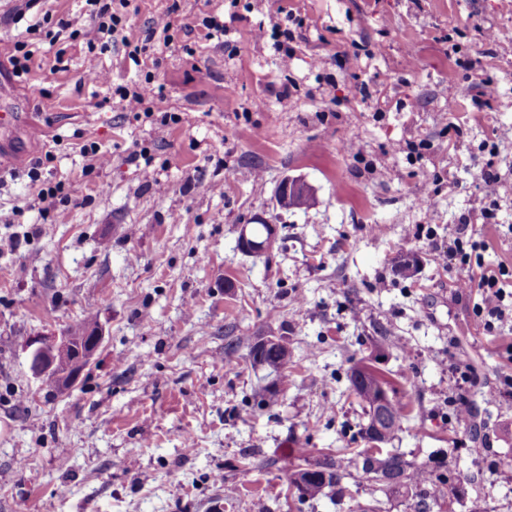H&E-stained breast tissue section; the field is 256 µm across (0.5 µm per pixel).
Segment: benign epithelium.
<instances>
[{
    "label": "benign epithelium",
    "instance_id": "1",
    "mask_svg": "<svg viewBox=\"0 0 512 512\" xmlns=\"http://www.w3.org/2000/svg\"><path fill=\"white\" fill-rule=\"evenodd\" d=\"M285 195L299 198L304 202L311 199V189L302 180L284 178L280 182ZM275 236L264 242L253 240L247 231L242 229L240 242L242 248L252 254H263L271 250ZM102 341V332L97 330L86 342L85 349L76 351L77 337L71 333L59 338L35 340L36 347L31 353V369L38 377H52L61 387L71 385L82 369L92 360Z\"/></svg>",
    "mask_w": 512,
    "mask_h": 512
}]
</instances>
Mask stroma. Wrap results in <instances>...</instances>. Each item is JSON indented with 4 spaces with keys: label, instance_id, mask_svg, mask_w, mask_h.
Wrapping results in <instances>:
<instances>
[{
    "label": "stroma",
    "instance_id": "stroma-1",
    "mask_svg": "<svg viewBox=\"0 0 512 512\" xmlns=\"http://www.w3.org/2000/svg\"><path fill=\"white\" fill-rule=\"evenodd\" d=\"M47 15L68 24L53 43L28 31ZM93 23L85 0H0V61L20 41L34 53L28 81L0 76V113L19 116L0 143L26 157L0 160V512H356L377 485L301 504L287 471L365 448L357 363L411 400L390 447L452 477V512L478 495L512 512V323L484 332L478 293L438 257L465 218L485 268L512 267V53L487 38L512 27V0H130L124 42L92 61ZM147 81L162 93L133 115L115 88ZM91 141L107 160L88 174ZM48 150L42 177L74 205L39 235L27 162ZM287 176L310 205L277 206ZM248 224L274 225L269 252L241 249ZM92 313L103 339L76 382L35 377L31 341ZM265 336L292 358L261 407L272 378L248 350Z\"/></svg>",
    "mask_w": 512,
    "mask_h": 512
}]
</instances>
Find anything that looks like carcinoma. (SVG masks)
<instances>
[{
	"instance_id": "carcinoma-1",
	"label": "carcinoma",
	"mask_w": 512,
	"mask_h": 512,
	"mask_svg": "<svg viewBox=\"0 0 512 512\" xmlns=\"http://www.w3.org/2000/svg\"><path fill=\"white\" fill-rule=\"evenodd\" d=\"M290 352L285 342L278 343L269 351H259L258 344L249 349L251 366L268 365L279 378H287ZM349 389L356 395L362 407L366 423L361 434L368 442L375 444L355 457L344 453L326 454L314 462L298 464L288 470V492L298 501L314 500L326 488H336V493L348 491V484L373 482L387 494L418 496L428 491L426 498L417 502L415 512H430L433 507H442L446 499L454 496L455 486L444 479H438L423 463L409 460L400 452H385L379 445L391 442L407 418L410 404L385 399L388 395V381L383 375L367 366H355L350 370ZM387 400L389 420L376 428L375 423L382 400Z\"/></svg>"
}]
</instances>
